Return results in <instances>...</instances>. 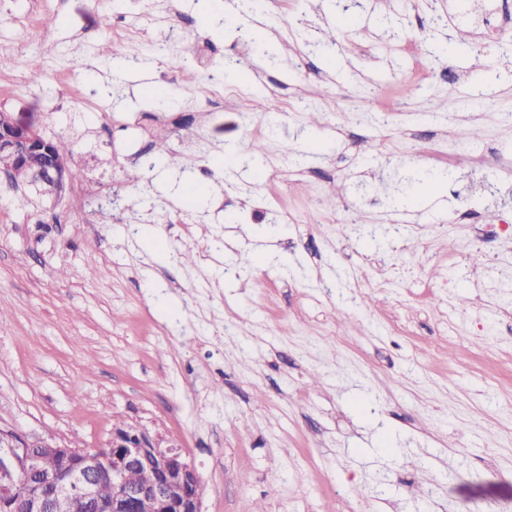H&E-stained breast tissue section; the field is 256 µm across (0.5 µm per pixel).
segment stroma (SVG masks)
<instances>
[{
    "instance_id": "stroma-1",
    "label": "stroma",
    "mask_w": 512,
    "mask_h": 512,
    "mask_svg": "<svg viewBox=\"0 0 512 512\" xmlns=\"http://www.w3.org/2000/svg\"><path fill=\"white\" fill-rule=\"evenodd\" d=\"M345 2L271 0L265 57L198 0L171 22L163 0H0V111L82 171L52 200L0 169V428L96 448L138 423L180 444L205 512H512V238L475 235L512 225V14L487 40L455 0ZM104 43L206 65L118 75ZM219 80L236 95L197 114ZM287 106L256 175L253 129ZM161 138L186 169L148 168Z\"/></svg>"
}]
</instances>
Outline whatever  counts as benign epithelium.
Segmentation results:
<instances>
[{
    "mask_svg": "<svg viewBox=\"0 0 512 512\" xmlns=\"http://www.w3.org/2000/svg\"><path fill=\"white\" fill-rule=\"evenodd\" d=\"M0 153L12 156L11 179L58 195L68 181L66 161L33 128L0 113ZM41 155L44 163L31 158ZM53 465L47 466V460ZM146 468L150 478L131 483ZM112 485L105 496L101 487ZM203 512L201 480L180 447H162L137 425L112 428L103 448H69L0 430V512Z\"/></svg>",
    "mask_w": 512,
    "mask_h": 512,
    "instance_id": "benign-epithelium-1",
    "label": "benign epithelium"
}]
</instances>
